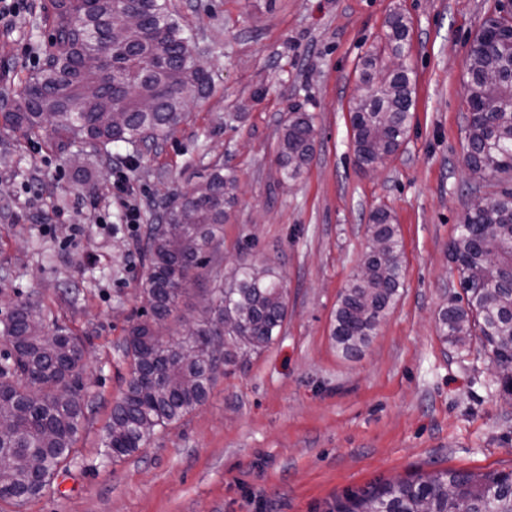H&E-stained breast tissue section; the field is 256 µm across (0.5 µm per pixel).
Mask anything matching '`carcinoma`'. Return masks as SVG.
<instances>
[{
    "instance_id": "carcinoma-1",
    "label": "carcinoma",
    "mask_w": 512,
    "mask_h": 512,
    "mask_svg": "<svg viewBox=\"0 0 512 512\" xmlns=\"http://www.w3.org/2000/svg\"><path fill=\"white\" fill-rule=\"evenodd\" d=\"M44 66L24 95L3 107L8 130L49 136L60 150L76 141L144 145L167 138L186 119L192 100L209 86L197 64L198 47L172 0H51ZM512 3L497 0L467 53V165L488 189V202L467 211L448 249L462 293L438 314L445 342L476 336L490 349L498 380L512 392ZM410 27L391 14L381 45L360 64L370 90L350 106L356 161L378 166L404 143L414 104L408 68L385 67L407 56ZM112 51L108 67L84 57ZM313 116L288 113L277 150L282 179L295 180L314 158ZM237 176L218 165L207 180L176 194L149 226L143 308L122 347L128 379L101 439L103 456L122 460L145 448L157 432L206 400L221 366L238 353L269 347L288 316V288L280 268L240 263L207 289L198 321L164 334L165 324L218 252L224 222L236 202ZM370 247L334 316L332 338L346 355L365 348L403 285L402 244L388 211L369 217ZM7 348L0 363V493L17 502L39 496L74 453L91 400L80 383L86 367L81 339L49 329L30 303L0 319ZM73 391L72 400L57 398ZM331 512H512V471L475 475L438 472L425 479L372 486L336 501Z\"/></svg>"
}]
</instances>
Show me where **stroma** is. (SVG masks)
<instances>
[{"mask_svg":"<svg viewBox=\"0 0 512 512\" xmlns=\"http://www.w3.org/2000/svg\"><path fill=\"white\" fill-rule=\"evenodd\" d=\"M211 75L204 98L158 144L63 152L0 133V311L20 302L81 336L94 408L76 451L43 493L0 512H325L336 498L435 472L512 469V395L490 353L439 334L460 293L448 259L471 185L469 44L496 0H173ZM49 0L0 31V100L44 64ZM409 21V132L360 167L349 105L356 68L392 13ZM311 113L315 157L282 180L277 147L291 109ZM238 177L217 254L221 272L270 260L287 276L274 344L238 356L205 403L134 456L100 439L125 390L121 345L141 308L148 228L173 193L215 163ZM140 203L125 220L123 200ZM390 212L403 286L369 345L346 356L334 312L369 246L371 212Z\"/></svg>","mask_w":512,"mask_h":512,"instance_id":"obj_1","label":"stroma"}]
</instances>
